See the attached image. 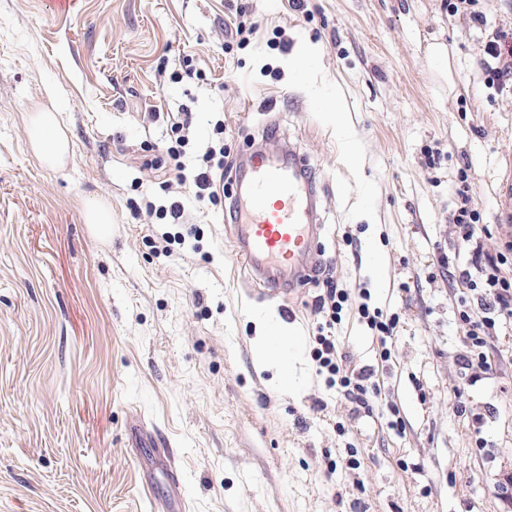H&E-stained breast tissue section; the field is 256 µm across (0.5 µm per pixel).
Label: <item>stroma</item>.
Here are the masks:
<instances>
[{
    "label": "stroma",
    "mask_w": 512,
    "mask_h": 512,
    "mask_svg": "<svg viewBox=\"0 0 512 512\" xmlns=\"http://www.w3.org/2000/svg\"><path fill=\"white\" fill-rule=\"evenodd\" d=\"M240 23L249 44L228 47ZM480 49L446 0H0V512H500L512 352L477 382L461 366L473 247L449 219L468 181L484 250L502 251L512 97L485 85ZM36 103L68 126L62 168L30 149ZM185 110L186 166L219 119L226 164L286 143L307 163L316 271L289 296L263 300L236 259V183L201 203L177 180ZM92 195L112 206L105 244L80 218ZM175 199L187 223L144 206ZM164 231L185 238L169 256ZM331 284L397 321L386 347L355 302L335 326L378 388L369 413L311 358ZM272 319L301 346L286 389L255 357ZM189 129V126L186 122H177L171 126V131L173 133L174 141H172L173 145H170L167 148V155L170 160L175 162V168L177 169L178 177L180 180H184L185 176L181 174L184 171V167L182 162L180 161L183 156L182 148L188 144V134H186L185 130ZM497 197L500 224L510 225L512 223V158L510 156L505 176L497 189Z\"/></svg>",
    "instance_id": "obj_1"
}]
</instances>
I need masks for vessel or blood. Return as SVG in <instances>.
<instances>
[{
  "label": "vessel or blood",
  "mask_w": 512,
  "mask_h": 512,
  "mask_svg": "<svg viewBox=\"0 0 512 512\" xmlns=\"http://www.w3.org/2000/svg\"><path fill=\"white\" fill-rule=\"evenodd\" d=\"M304 168L297 154L283 163L260 149L241 164L235 249L252 276L269 288L284 279L303 281L308 273L319 226L312 186L301 176ZM497 197L500 219L512 223V159Z\"/></svg>",
  "instance_id": "b4317fda"
}]
</instances>
